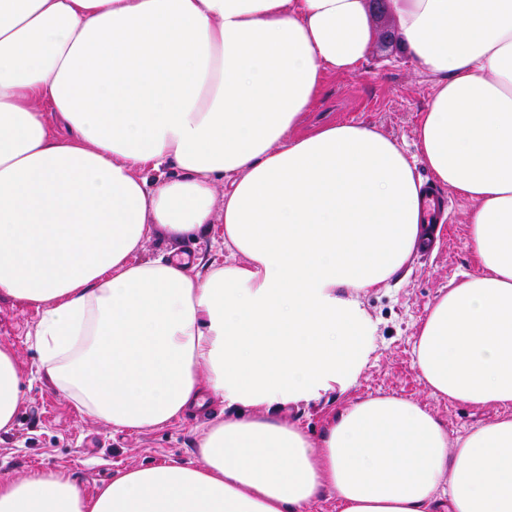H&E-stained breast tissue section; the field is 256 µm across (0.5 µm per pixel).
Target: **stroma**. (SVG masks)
Masks as SVG:
<instances>
[{
	"label": "stroma",
	"instance_id": "obj_1",
	"mask_svg": "<svg viewBox=\"0 0 512 512\" xmlns=\"http://www.w3.org/2000/svg\"><path fill=\"white\" fill-rule=\"evenodd\" d=\"M367 13L372 42L363 72L327 75L300 131L306 134L329 124L362 122L410 150L416 139L417 117L431 98L432 84L403 56L389 8L371 4ZM440 192L448 219L438 247L417 253L398 279L370 289L361 298L377 331L375 350L357 384L287 411V418L300 421L312 434H319L325 418L350 403L382 393L425 404L452 436L496 417L493 408L432 397L413 364L417 327L436 297L457 285L463 274L479 271L467 238L471 205L448 187H441ZM223 241L224 227L216 224L209 235L185 239L175 247L163 237H152L143 254L153 258L175 248L207 261L221 260L228 255ZM38 320L34 307L0 299V345L15 351L26 377L14 421L9 430L0 431V475L60 472L90 495L116 470L172 459L194 460L198 433L206 417H224V403L217 398L212 399L208 416L190 414L147 432L116 431L80 414L40 369L34 336Z\"/></svg>",
	"mask_w": 512,
	"mask_h": 512
}]
</instances>
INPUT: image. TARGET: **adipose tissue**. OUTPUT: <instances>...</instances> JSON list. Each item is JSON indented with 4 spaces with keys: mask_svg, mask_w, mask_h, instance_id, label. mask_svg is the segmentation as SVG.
Returning a JSON list of instances; mask_svg holds the SVG:
<instances>
[{
    "mask_svg": "<svg viewBox=\"0 0 512 512\" xmlns=\"http://www.w3.org/2000/svg\"><path fill=\"white\" fill-rule=\"evenodd\" d=\"M390 10L433 83L411 152L362 124L298 131L324 77L365 61V0H0V298L39 311L43 372L114 429L234 410L196 460L91 496L2 477L0 512H512V0ZM421 164L470 202L480 270L436 299L414 364L431 395L504 414L452 437L376 395L311 437L285 410L357 383L361 294L440 235ZM217 222L234 260L142 256ZM22 383L0 345V430Z\"/></svg>",
    "mask_w": 512,
    "mask_h": 512,
    "instance_id": "adipose-tissue-1",
    "label": "adipose tissue"
}]
</instances>
